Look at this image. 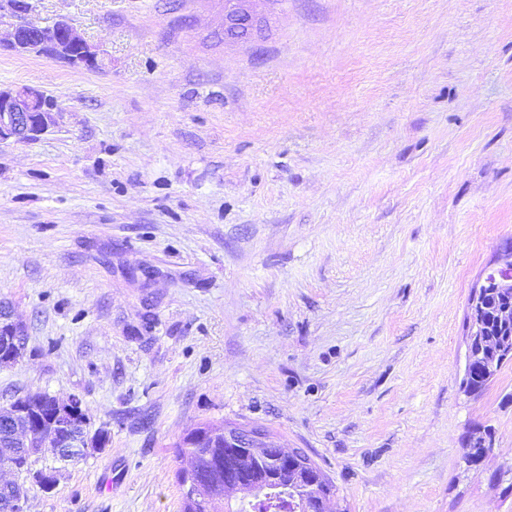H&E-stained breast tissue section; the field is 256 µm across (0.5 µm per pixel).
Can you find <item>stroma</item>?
I'll return each instance as SVG.
<instances>
[{"mask_svg":"<svg viewBox=\"0 0 512 512\" xmlns=\"http://www.w3.org/2000/svg\"><path fill=\"white\" fill-rule=\"evenodd\" d=\"M0 87L59 107L0 146V407L78 395L105 448L27 512H180L176 442L256 426L328 512H512V363L461 388L512 241V0H24ZM64 20L93 67L8 49ZM491 453L465 463L470 436ZM256 0H224L225 39L256 42L266 21L254 14L248 4ZM497 263L499 266L493 270L491 274H487L482 284L474 290L468 301L469 310V332H468V349L464 376L466 377L468 366L471 361L482 353V337L487 336L485 320L483 312L486 305V298L491 293L489 288H494L498 293L503 295H512V245L504 248L503 254L499 257ZM489 309L488 329L490 335L487 336L489 346L497 343L501 338L510 336L512 338V324L504 327L497 321L496 311L504 304L505 298L502 296L492 295L488 297ZM1 344L11 347V357L20 360L25 354V327L12 319L10 309L8 310V307L0 301V349L7 353Z\"/></svg>","mask_w":512,"mask_h":512,"instance_id":"obj_1","label":"stroma"}]
</instances>
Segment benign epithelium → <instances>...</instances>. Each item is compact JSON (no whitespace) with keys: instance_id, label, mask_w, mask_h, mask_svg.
<instances>
[{"instance_id":"7a95c632","label":"benign epithelium","mask_w":512,"mask_h":512,"mask_svg":"<svg viewBox=\"0 0 512 512\" xmlns=\"http://www.w3.org/2000/svg\"><path fill=\"white\" fill-rule=\"evenodd\" d=\"M252 0H224V38L255 42L261 36L265 20L254 14ZM10 48L18 53L45 55L72 66L91 67L97 54L78 36L70 24L59 20L43 27L27 22L15 26ZM58 106L42 91L33 87L0 88V146L24 143L37 138L56 123ZM499 266L487 275L468 301L469 332L466 362L482 353V337L487 335L483 312L490 290L512 295V245L503 250ZM11 348V356L20 359L26 350L25 327L12 319L11 311L0 302V345ZM507 362H512V340L505 342L486 363L485 378L492 381ZM30 391L12 401L9 415L24 416L39 423L37 434L21 437L23 448H99V438L90 437L77 444L73 431L82 421V400L71 395L65 400L47 394L35 404ZM295 452L270 445L266 437L251 428L224 432V483L254 494L261 489L288 491L301 499L305 512H326L329 497L321 492L323 475L318 471L301 472L294 462ZM266 471V483L252 484L253 472Z\"/></svg>"}]
</instances>
